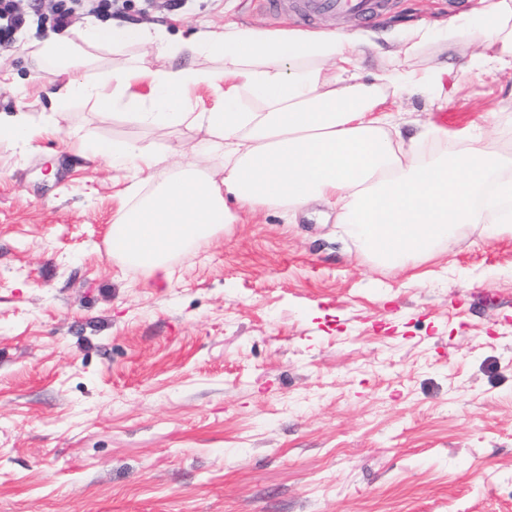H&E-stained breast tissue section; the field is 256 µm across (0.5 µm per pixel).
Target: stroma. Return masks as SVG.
I'll list each match as a JSON object with an SVG mask.
<instances>
[{"label":"stroma","mask_w":512,"mask_h":512,"mask_svg":"<svg viewBox=\"0 0 512 512\" xmlns=\"http://www.w3.org/2000/svg\"><path fill=\"white\" fill-rule=\"evenodd\" d=\"M0 49V115L52 121L24 148L0 141V512H512V235L467 224L413 271L338 239L335 215L286 223L241 211L172 280L108 250L129 182L86 141L161 148L159 133L58 102L18 47L54 30L49 0ZM480 0H388L367 20L310 30L468 31L434 36L448 59L404 120L483 128L512 155V78L479 68ZM111 17L189 35L228 23L295 27L264 0H114ZM501 116L486 125L487 113Z\"/></svg>","instance_id":"obj_1"}]
</instances>
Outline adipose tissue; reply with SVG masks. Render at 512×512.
Instances as JSON below:
<instances>
[{
    "mask_svg": "<svg viewBox=\"0 0 512 512\" xmlns=\"http://www.w3.org/2000/svg\"><path fill=\"white\" fill-rule=\"evenodd\" d=\"M475 36L486 71H512V0H484ZM432 31L415 26L386 35L373 76L362 61L373 33H270L230 26L188 37L134 25L89 20L78 37L27 38L20 50L60 79V100H93L102 110L126 108L128 120L158 131L184 126L204 132L199 143L157 151L128 139H101L94 156L114 170L150 174L169 155L203 152L220 170L193 165L142 194L130 187L111 227L112 254L147 273L170 275V260L211 245L237 209L301 212L315 204L336 210L342 233L379 265L403 269L433 256L464 224L487 234H512V159L487 148L472 130L420 125L403 137L388 101L441 83L448 65L426 69L412 60ZM151 44L170 58L76 72L88 50ZM148 93H140V86ZM212 99H204L202 90ZM458 149L426 155L427 140Z\"/></svg>",
    "mask_w": 512,
    "mask_h": 512,
    "instance_id": "ef3b65f1",
    "label": "adipose tissue"
}]
</instances>
